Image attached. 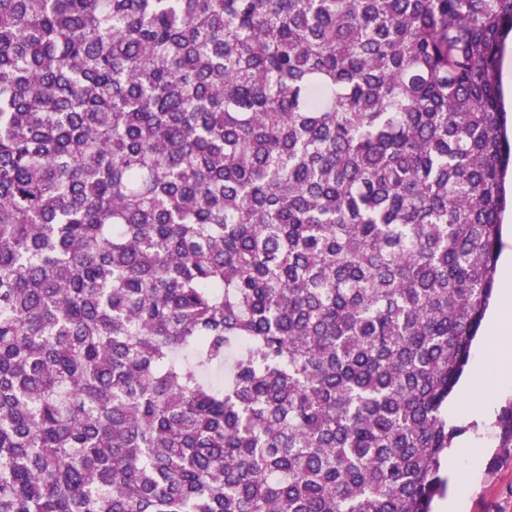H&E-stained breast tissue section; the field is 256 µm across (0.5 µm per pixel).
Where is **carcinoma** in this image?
Listing matches in <instances>:
<instances>
[{
  "label": "carcinoma",
  "mask_w": 512,
  "mask_h": 512,
  "mask_svg": "<svg viewBox=\"0 0 512 512\" xmlns=\"http://www.w3.org/2000/svg\"><path fill=\"white\" fill-rule=\"evenodd\" d=\"M511 32L512 0H0V512H431Z\"/></svg>",
  "instance_id": "obj_1"
}]
</instances>
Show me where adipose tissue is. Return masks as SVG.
<instances>
[{
	"mask_svg": "<svg viewBox=\"0 0 512 512\" xmlns=\"http://www.w3.org/2000/svg\"><path fill=\"white\" fill-rule=\"evenodd\" d=\"M501 294L502 305L491 318V341L477 361L478 372H490L494 381L485 396L489 407L501 391L512 390V254L504 258Z\"/></svg>",
	"mask_w": 512,
	"mask_h": 512,
	"instance_id": "adipose-tissue-1",
	"label": "adipose tissue"
}]
</instances>
